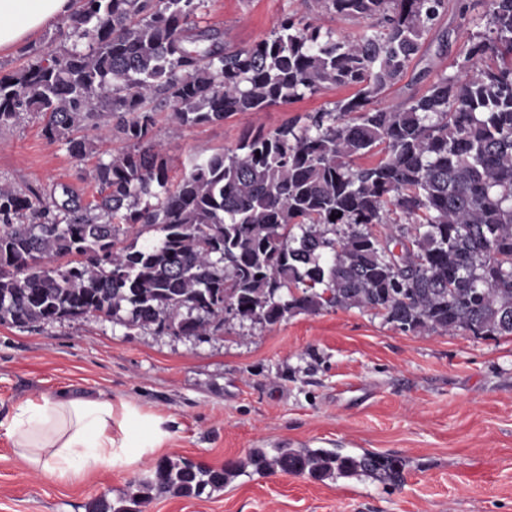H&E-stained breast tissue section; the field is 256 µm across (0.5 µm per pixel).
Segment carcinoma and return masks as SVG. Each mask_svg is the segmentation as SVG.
<instances>
[{
  "label": "carcinoma",
  "mask_w": 512,
  "mask_h": 512,
  "mask_svg": "<svg viewBox=\"0 0 512 512\" xmlns=\"http://www.w3.org/2000/svg\"><path fill=\"white\" fill-rule=\"evenodd\" d=\"M203 3L78 0L66 17L71 46L0 74L1 126L36 113L45 137L79 161L106 131L125 142L95 165L92 201L64 185L48 195L0 186V323L43 329L80 309L131 331L198 338L233 321L357 308L403 332L511 336L512 0H459L463 18L483 9L486 32L468 37L457 74L391 106L384 95L448 0H301L307 13L368 24L350 37L288 13L247 48L198 26ZM328 85L354 93L272 132L245 130L235 149L194 160L169 186L156 109L180 131ZM151 230L157 242L119 246ZM249 468L318 480L399 473L394 460L322 448H256L221 468L163 457L93 512L210 495Z\"/></svg>",
  "instance_id": "cac0c4a2"
}]
</instances>
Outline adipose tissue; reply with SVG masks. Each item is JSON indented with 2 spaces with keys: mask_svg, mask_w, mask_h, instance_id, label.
<instances>
[{
  "mask_svg": "<svg viewBox=\"0 0 512 512\" xmlns=\"http://www.w3.org/2000/svg\"><path fill=\"white\" fill-rule=\"evenodd\" d=\"M74 6L75 0H0V51L17 48ZM133 421L140 428L139 440L113 435V427ZM0 427L30 471L65 484L81 482L118 461L137 465L163 436L159 419L134 406L117 408L111 399L86 396L27 400Z\"/></svg>",
  "mask_w": 512,
  "mask_h": 512,
  "instance_id": "ef3b65f1",
  "label": "adipose tissue"
}]
</instances>
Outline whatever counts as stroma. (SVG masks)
<instances>
[{
  "mask_svg": "<svg viewBox=\"0 0 512 512\" xmlns=\"http://www.w3.org/2000/svg\"><path fill=\"white\" fill-rule=\"evenodd\" d=\"M297 8V0H205L198 17L248 47ZM484 28L479 19L462 24L449 0L411 74H455L467 32ZM66 31L60 18L1 52L0 73L27 65L50 39L66 44ZM348 94L328 86L287 106L180 131L162 109L154 134L176 177L193 159L235 149L245 129L275 130ZM42 127L34 113L0 126V185L50 192L65 184L93 199L96 161L121 140L103 141L97 158L80 162ZM64 391L133 405L159 418L165 436L138 465L116 463L67 485L29 472L0 432V512H90L97 499L123 497L162 457L221 467L250 449L283 445L397 459L401 478L251 473L208 496L158 497L145 512H512V336L405 333L356 308L200 340L132 332L94 316L44 330L0 324V421L27 398Z\"/></svg>",
  "mask_w": 512,
  "mask_h": 512,
  "instance_id": "35a3bbf8",
  "label": "stroma"
}]
</instances>
